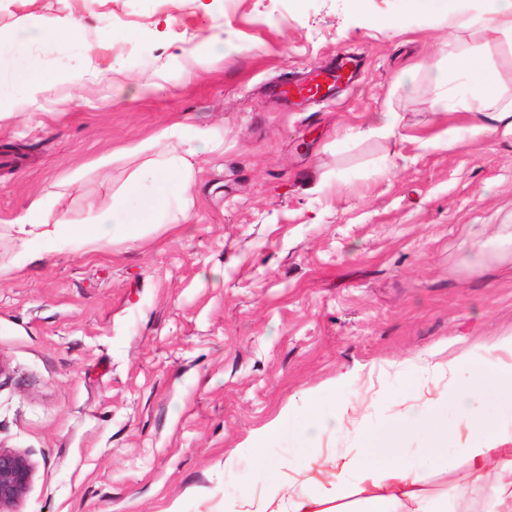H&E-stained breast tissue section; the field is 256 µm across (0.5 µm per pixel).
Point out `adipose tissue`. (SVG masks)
<instances>
[{
	"instance_id": "adipose-tissue-1",
	"label": "adipose tissue",
	"mask_w": 512,
	"mask_h": 512,
	"mask_svg": "<svg viewBox=\"0 0 512 512\" xmlns=\"http://www.w3.org/2000/svg\"><path fill=\"white\" fill-rule=\"evenodd\" d=\"M485 9L474 19L448 9L449 32L475 27L512 35V0H484ZM79 25L33 24L0 37V89L20 85L23 97L34 105L47 98L53 83L38 63L18 67L11 46L67 52L76 42ZM23 80H16V70ZM422 69L449 95L458 97L472 112L473 132L512 134V98L500 89L494 69L480 54L449 56L447 62L423 64ZM192 165L186 156L173 154L150 161L132 174L109 207L98 210L88 223L76 224L57 208L56 201L34 199L13 227L29 243V257L49 254L59 241L99 250L134 241L165 224L187 220ZM149 203L148 220L131 211L133 201ZM448 372L454 380L450 395L452 418L439 416L432 402L405 405L397 422L362 432L363 445L341 450L322 449L324 433L340 429L351 406L340 399L323 406L316 392H303L306 413L301 424L281 414L254 432L248 448L261 454L272 437L291 436L296 448L273 469L275 480L259 490H245L229 502V512H468L474 490H481V512H512V411L489 414L483 402L486 389L512 399V332L463 350L440 362L434 355L421 360L420 374ZM426 433L428 446L420 456L407 453L405 439ZM460 460L467 472L463 482L438 490L430 476Z\"/></svg>"
}]
</instances>
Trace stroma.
<instances>
[{"instance_id": "35a3bbf8", "label": "stroma", "mask_w": 512, "mask_h": 512, "mask_svg": "<svg viewBox=\"0 0 512 512\" xmlns=\"http://www.w3.org/2000/svg\"><path fill=\"white\" fill-rule=\"evenodd\" d=\"M72 17L79 46L38 55L42 110L18 96L0 124V448L34 465L14 512H224L261 475L246 439L307 389L355 409L326 447L418 396L450 415L447 374L417 360L512 330V135L469 134L418 65L480 52L511 95L512 43L401 0H0L2 30ZM217 32L233 52L211 53ZM346 53L360 78L333 99L263 91ZM386 109L398 135H368ZM203 131L188 223L24 261L10 224L32 200L86 223Z\"/></svg>"}]
</instances>
